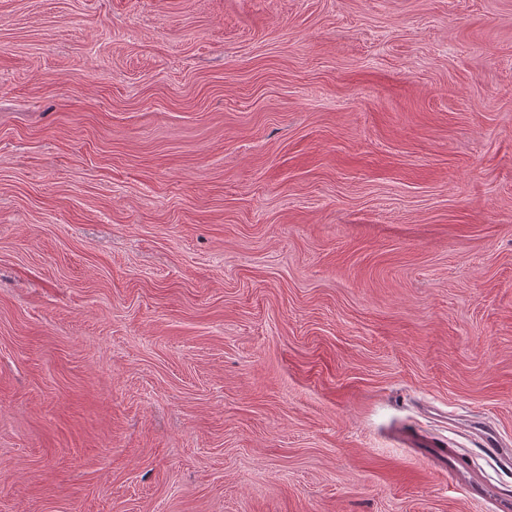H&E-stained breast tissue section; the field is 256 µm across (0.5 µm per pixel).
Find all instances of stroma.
Instances as JSON below:
<instances>
[{"instance_id": "stroma-1", "label": "stroma", "mask_w": 512, "mask_h": 512, "mask_svg": "<svg viewBox=\"0 0 512 512\" xmlns=\"http://www.w3.org/2000/svg\"><path fill=\"white\" fill-rule=\"evenodd\" d=\"M512 0H0V512H496ZM427 446L432 449L430 458L441 469H448V463L453 466L451 471L456 479V482L464 486L466 493L471 498L483 499L486 497L496 496V492L491 486L485 484L479 478L475 477L468 469L460 464L452 448H447L446 443H430Z\"/></svg>"}]
</instances>
